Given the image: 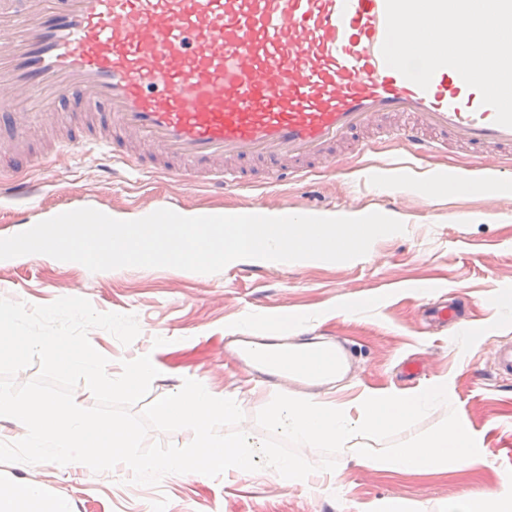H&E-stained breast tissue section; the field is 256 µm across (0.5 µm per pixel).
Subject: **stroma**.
I'll return each mask as SVG.
<instances>
[{
    "mask_svg": "<svg viewBox=\"0 0 512 512\" xmlns=\"http://www.w3.org/2000/svg\"><path fill=\"white\" fill-rule=\"evenodd\" d=\"M385 164L425 171L402 145L386 141L358 156L332 158L329 172L229 193L220 201L203 188L134 171L105 185L94 151L56 167L34 162L29 176L38 184L49 177L69 185L88 203L129 220L140 217L144 196L162 205L177 202L181 212L192 214L258 204L276 211L316 201L327 215L383 210V194L368 182L372 170ZM395 217L405 232L376 241L362 258L325 265L241 259L204 274L169 267L92 272L43 254L0 260V297L47 305L80 296L98 312L136 315L140 334L129 345L102 329L89 333L92 346L109 360L108 373L147 354L166 369L153 381L148 400L187 378L220 397L241 393V428L257 441L265 433L255 416L276 390L225 364V337L275 329L284 336L345 337L356 347V363L347 377L319 388L322 399L353 408L372 391L447 383L448 405L430 411L415 430L427 431L456 411L477 441L478 464L400 475L352 462L331 473L314 472L305 484L264 468L243 477L167 475L158 485L142 486L131 483L123 465L97 474L80 463H13L0 464V482L37 481L48 498L66 500L70 512H382L393 498L433 505L498 490L503 477L512 476V381L493 373L490 354L512 342V200L408 199ZM447 302L461 305L459 321L426 326L425 306ZM346 305L354 306L353 314L343 313ZM409 358L423 367L412 378L401 371Z\"/></svg>",
    "mask_w": 512,
    "mask_h": 512,
    "instance_id": "obj_1",
    "label": "stroma"
}]
</instances>
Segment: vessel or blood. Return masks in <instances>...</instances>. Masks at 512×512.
<instances>
[{
    "mask_svg": "<svg viewBox=\"0 0 512 512\" xmlns=\"http://www.w3.org/2000/svg\"><path fill=\"white\" fill-rule=\"evenodd\" d=\"M386 0H0V172L27 213L28 144L66 127L65 161L100 149L109 176L132 169L216 195L259 174L272 185L324 169L363 135L397 139L414 157H511L512 127L495 121L452 68L420 88L386 65ZM26 93L31 110L10 96ZM233 358L288 387L344 375V342L307 354L257 336ZM512 378V342L492 355Z\"/></svg>",
    "mask_w": 512,
    "mask_h": 512,
    "instance_id": "vessel-or-blood-1",
    "label": "vessel or blood"
}]
</instances>
